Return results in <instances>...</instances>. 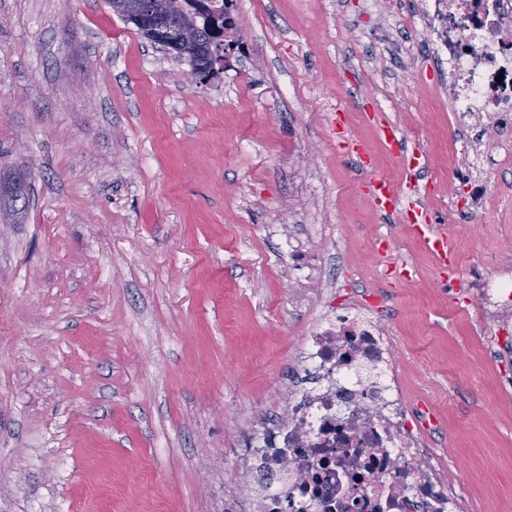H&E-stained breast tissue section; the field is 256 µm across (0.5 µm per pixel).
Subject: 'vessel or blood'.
<instances>
[{"label":"vessel or blood","mask_w":512,"mask_h":512,"mask_svg":"<svg viewBox=\"0 0 512 512\" xmlns=\"http://www.w3.org/2000/svg\"><path fill=\"white\" fill-rule=\"evenodd\" d=\"M379 130L384 142L407 162L416 168L421 164L420 152H408L398 127L390 122L381 123ZM369 198L372 206L380 213L399 216L410 223L418 237L424 238L429 249L436 255L443 275L456 274L453 252L448 245L447 235L428 236L429 216L412 193L396 187L388 178L373 176L369 181Z\"/></svg>","instance_id":"1"}]
</instances>
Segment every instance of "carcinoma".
Segmentation results:
<instances>
[{
  "label": "carcinoma",
  "mask_w": 512,
  "mask_h": 512,
  "mask_svg": "<svg viewBox=\"0 0 512 512\" xmlns=\"http://www.w3.org/2000/svg\"><path fill=\"white\" fill-rule=\"evenodd\" d=\"M161 15L170 19L169 38L182 42L183 33L192 34L183 55L195 76L197 65L224 50V41L237 29L225 23L224 8L231 0H158Z\"/></svg>",
  "instance_id": "1"
}]
</instances>
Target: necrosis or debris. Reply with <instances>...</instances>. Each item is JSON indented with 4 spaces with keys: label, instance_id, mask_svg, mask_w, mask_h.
I'll use <instances>...</instances> for the list:
<instances>
[{
    "label": "necrosis or debris",
    "instance_id": "1",
    "mask_svg": "<svg viewBox=\"0 0 512 512\" xmlns=\"http://www.w3.org/2000/svg\"><path fill=\"white\" fill-rule=\"evenodd\" d=\"M427 47L448 67V106L457 126L484 122L497 144L512 127V0H428ZM484 152L473 145L457 173L477 207L512 222V199H485ZM512 268L482 286L475 315L511 310ZM392 345L372 305L351 301L325 316L297 351L304 383L290 386L277 423L255 437L244 471L259 484L248 512H459L460 498L423 446L426 414L408 419Z\"/></svg>",
    "mask_w": 512,
    "mask_h": 512
}]
</instances>
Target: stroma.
<instances>
[{
    "mask_svg": "<svg viewBox=\"0 0 512 512\" xmlns=\"http://www.w3.org/2000/svg\"><path fill=\"white\" fill-rule=\"evenodd\" d=\"M232 12L241 50L200 84L108 0H0V180L28 184L0 221V512H239L250 420L283 409L325 307L364 293L464 512H512V331L468 314L512 223L448 210L469 137L422 0ZM373 172L419 182L463 286L372 207ZM401 264L413 278L392 284ZM333 132L336 135V141L340 147L347 152L356 153L365 166L370 164V160L368 158L364 159L365 150L363 146L359 141L350 138L345 121L341 117L336 120ZM379 130L384 142L392 148L395 153L407 162L410 169L421 165L423 155L419 151L408 153L405 142L401 136L398 127L390 122H382Z\"/></svg>",
    "mask_w": 512,
    "mask_h": 512,
    "instance_id": "obj_1",
    "label": "stroma"
}]
</instances>
